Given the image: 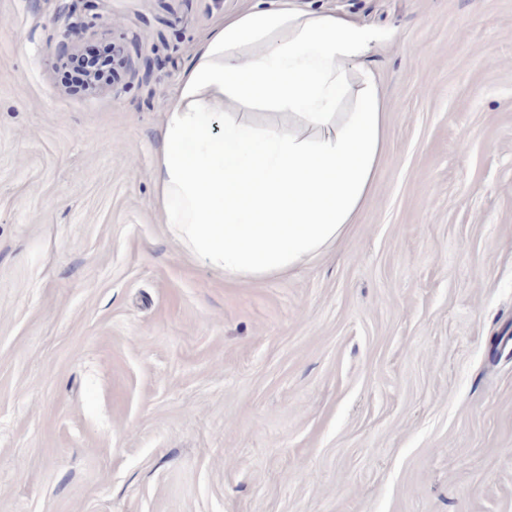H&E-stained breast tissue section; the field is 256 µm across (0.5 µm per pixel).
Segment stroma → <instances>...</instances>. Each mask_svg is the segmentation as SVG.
Segmentation results:
<instances>
[{
  "mask_svg": "<svg viewBox=\"0 0 512 512\" xmlns=\"http://www.w3.org/2000/svg\"><path fill=\"white\" fill-rule=\"evenodd\" d=\"M255 0H0V512H512V0H293L389 32L347 236L229 281L167 233L185 65ZM125 47L97 91L72 20ZM83 38L82 24L72 25L64 31L57 55V59L62 66L68 64L72 57L85 53L81 45ZM101 55L94 56V57H82L77 60H75L73 63H76L74 66V70L63 72V78L68 83H73L80 85L79 79L76 76V73L79 72L82 75L87 71V75L85 77L88 89L91 91H95L99 88H101L104 84L100 80V76L102 71H104L105 67L102 66H95L93 68H88L91 66H94L96 63H98L99 59L101 58ZM88 68V69H87Z\"/></svg>",
  "mask_w": 512,
  "mask_h": 512,
  "instance_id": "obj_1",
  "label": "stroma"
}]
</instances>
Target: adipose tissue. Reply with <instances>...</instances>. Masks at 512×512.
<instances>
[{
	"mask_svg": "<svg viewBox=\"0 0 512 512\" xmlns=\"http://www.w3.org/2000/svg\"><path fill=\"white\" fill-rule=\"evenodd\" d=\"M386 32L269 0L216 26L184 70L153 158L167 232L230 279L288 274L345 233L387 129L363 60ZM267 106L292 128H256Z\"/></svg>",
	"mask_w": 512,
	"mask_h": 512,
	"instance_id": "1",
	"label": "adipose tissue"
}]
</instances>
